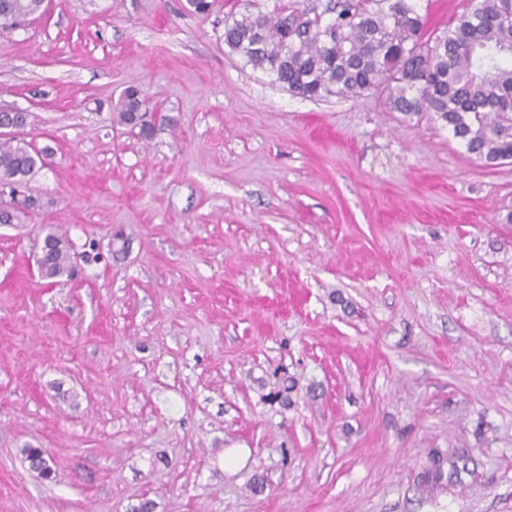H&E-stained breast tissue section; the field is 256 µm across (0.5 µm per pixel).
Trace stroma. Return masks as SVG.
<instances>
[{"label":"stroma","mask_w":512,"mask_h":512,"mask_svg":"<svg viewBox=\"0 0 512 512\" xmlns=\"http://www.w3.org/2000/svg\"><path fill=\"white\" fill-rule=\"evenodd\" d=\"M227 11L0 29V105L46 156L0 224V512H512V162L288 92ZM130 85L151 138L111 121ZM43 224L100 259L40 279ZM1 112H6L2 114V117L4 114L9 116V119L5 122L2 120V125H0V131L2 134H21L28 125L29 114L27 112H23L10 106L4 107L2 105Z\"/></svg>","instance_id":"1"}]
</instances>
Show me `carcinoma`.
I'll list each match as a JSON object with an SVG mask.
<instances>
[{"instance_id":"1","label":"carcinoma","mask_w":512,"mask_h":512,"mask_svg":"<svg viewBox=\"0 0 512 512\" xmlns=\"http://www.w3.org/2000/svg\"><path fill=\"white\" fill-rule=\"evenodd\" d=\"M42 0H0V27L16 28L40 12ZM328 20L306 10L284 14L252 2L224 19V45L288 91L309 99L379 93L389 112L428 114L448 127L485 166L512 160V0H470L457 24L428 32L418 0H329ZM144 100L126 87L113 120L144 138ZM44 156L10 136L0 139V186L18 192ZM35 207L24 196L0 210L17 224ZM50 258L40 277L51 283L75 272L74 249L50 225L42 227Z\"/></svg>"}]
</instances>
